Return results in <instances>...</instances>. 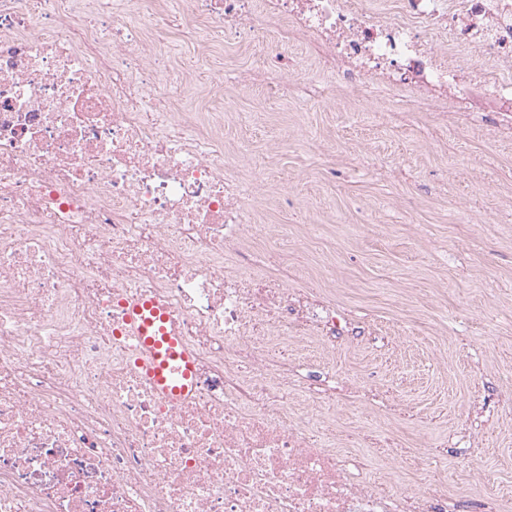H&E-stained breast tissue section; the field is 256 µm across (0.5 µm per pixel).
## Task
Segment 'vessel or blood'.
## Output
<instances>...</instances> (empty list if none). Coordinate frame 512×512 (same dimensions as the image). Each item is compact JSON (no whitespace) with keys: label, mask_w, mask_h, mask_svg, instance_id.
<instances>
[{"label":"vessel or blood","mask_w":512,"mask_h":512,"mask_svg":"<svg viewBox=\"0 0 512 512\" xmlns=\"http://www.w3.org/2000/svg\"><path fill=\"white\" fill-rule=\"evenodd\" d=\"M123 319L137 349V365L164 396L181 400L195 394L196 353L176 323L168 322L155 300L127 301Z\"/></svg>","instance_id":"1"}]
</instances>
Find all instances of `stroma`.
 Masks as SVG:
<instances>
[{
  "instance_id": "obj_1",
  "label": "stroma",
  "mask_w": 512,
  "mask_h": 512,
  "mask_svg": "<svg viewBox=\"0 0 512 512\" xmlns=\"http://www.w3.org/2000/svg\"><path fill=\"white\" fill-rule=\"evenodd\" d=\"M172 65L224 93L195 112L224 115V146L263 169L264 223L282 226L256 263L288 256V281L336 291V305L377 335L337 348L343 383L373 385L356 411L336 401L338 427L373 444L447 455L448 488L512 496V142L483 113L442 123L434 108L379 88L353 93L302 48L247 39L198 55L174 29ZM288 63V92L239 74ZM416 334H391L392 325Z\"/></svg>"
}]
</instances>
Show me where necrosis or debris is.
I'll return each instance as SVG.
<instances>
[{
	"label": "necrosis or debris",
	"instance_id": "4bbe7bcc",
	"mask_svg": "<svg viewBox=\"0 0 512 512\" xmlns=\"http://www.w3.org/2000/svg\"><path fill=\"white\" fill-rule=\"evenodd\" d=\"M201 47L270 30L351 87L494 113L512 138V0H180ZM169 0H0V512H512L451 496L443 456L411 490L336 437L356 335L333 289L246 261L273 235L259 184L166 63ZM487 66L467 72L461 55ZM233 268H225V258ZM164 303L197 354L171 401L138 370L130 295ZM318 346L300 368L291 350Z\"/></svg>",
	"mask_w": 512,
	"mask_h": 512
}]
</instances>
